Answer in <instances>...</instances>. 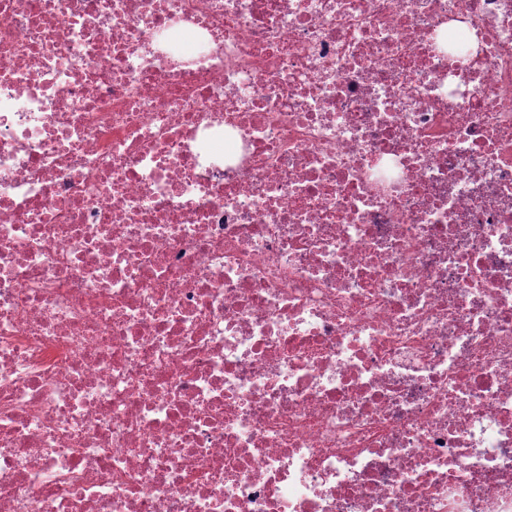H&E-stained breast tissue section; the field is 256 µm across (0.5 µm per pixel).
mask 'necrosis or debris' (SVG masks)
<instances>
[{"instance_id":"obj_1","label":"necrosis or debris","mask_w":512,"mask_h":512,"mask_svg":"<svg viewBox=\"0 0 512 512\" xmlns=\"http://www.w3.org/2000/svg\"><path fill=\"white\" fill-rule=\"evenodd\" d=\"M0 512H512V0H0Z\"/></svg>"}]
</instances>
